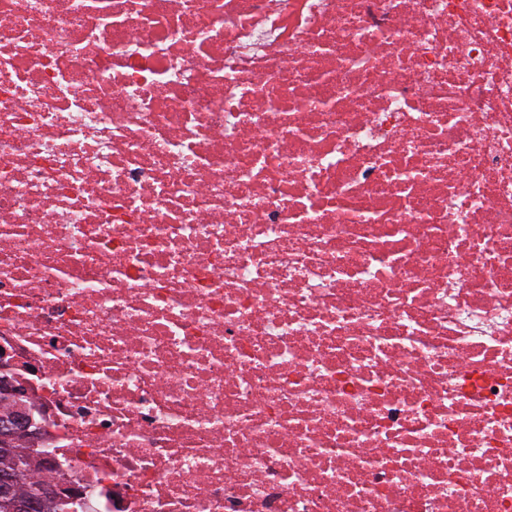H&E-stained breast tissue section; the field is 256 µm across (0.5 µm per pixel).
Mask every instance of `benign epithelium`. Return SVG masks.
<instances>
[{
	"instance_id": "benign-epithelium-1",
	"label": "benign epithelium",
	"mask_w": 512,
	"mask_h": 512,
	"mask_svg": "<svg viewBox=\"0 0 512 512\" xmlns=\"http://www.w3.org/2000/svg\"><path fill=\"white\" fill-rule=\"evenodd\" d=\"M33 438L25 412L17 408L0 416V500L10 504L12 512H38L35 500L21 499L15 495V474L12 469L17 461L14 445L24 437Z\"/></svg>"
}]
</instances>
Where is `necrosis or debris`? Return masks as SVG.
Here are the masks:
<instances>
[{
    "instance_id": "1",
    "label": "necrosis or debris",
    "mask_w": 512,
    "mask_h": 512,
    "mask_svg": "<svg viewBox=\"0 0 512 512\" xmlns=\"http://www.w3.org/2000/svg\"><path fill=\"white\" fill-rule=\"evenodd\" d=\"M0 378L62 512H512V0H0Z\"/></svg>"
}]
</instances>
